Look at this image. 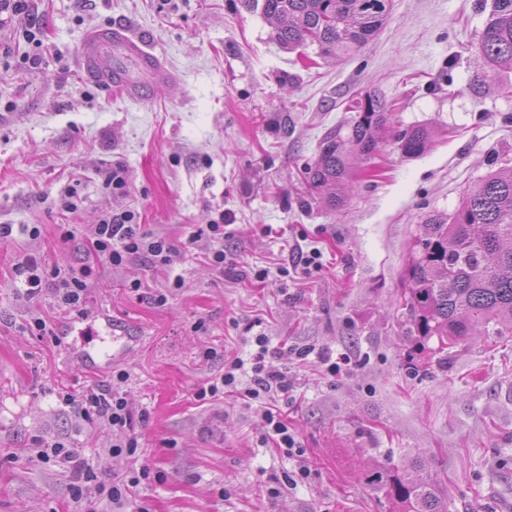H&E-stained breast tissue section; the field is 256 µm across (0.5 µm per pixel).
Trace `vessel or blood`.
<instances>
[{"instance_id": "obj_1", "label": "vessel or blood", "mask_w": 512, "mask_h": 512, "mask_svg": "<svg viewBox=\"0 0 512 512\" xmlns=\"http://www.w3.org/2000/svg\"><path fill=\"white\" fill-rule=\"evenodd\" d=\"M78 65L87 78L119 88L130 100L146 97L169 77L140 34L124 26L89 29L80 43Z\"/></svg>"}]
</instances>
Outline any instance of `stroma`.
<instances>
[{"mask_svg": "<svg viewBox=\"0 0 512 512\" xmlns=\"http://www.w3.org/2000/svg\"><path fill=\"white\" fill-rule=\"evenodd\" d=\"M491 4L395 0L357 52L314 63L240 0H35L0 31V225L12 228L0 237V512H395L378 478L392 469L428 472L448 512H512V335L472 337L442 362L405 337L399 304L426 214L451 213L512 165V98L469 90ZM33 22L51 47L34 68L21 62ZM115 24L145 31L172 76L136 102L78 72L84 33ZM369 89L395 128H434L432 143L413 158L387 144L340 210L300 208L301 169ZM69 191L72 212L59 202ZM126 212L166 238L167 262L88 253L101 220ZM29 253L64 273L93 266L83 313L50 287L26 297L17 264ZM97 314L133 342L88 368L72 330ZM38 318L50 334L31 332ZM261 334L289 395L199 398L234 359L251 361ZM323 353L342 359L338 375ZM120 372L132 455L66 401ZM268 408L297 454L266 442ZM54 442L73 457L40 458ZM115 483L128 487L119 506L105 493Z\"/></svg>", "mask_w": 512, "mask_h": 512, "instance_id": "35a3bbf8", "label": "stroma"}]
</instances>
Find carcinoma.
Listing matches in <instances>:
<instances>
[{"label":"carcinoma","instance_id":"obj_1","mask_svg":"<svg viewBox=\"0 0 512 512\" xmlns=\"http://www.w3.org/2000/svg\"><path fill=\"white\" fill-rule=\"evenodd\" d=\"M272 21L275 39L288 50L316 47L322 58L341 59L364 46L391 16L393 0H243ZM479 70L469 85L480 97L490 88L512 96L496 77L512 70V0H493L477 47ZM357 116L323 137L317 156L303 168L313 201L335 209L356 162L392 140L406 157L422 155L434 131L425 126L392 129V112L376 90L361 95ZM401 295L406 334L432 354L475 334L512 335V169L489 172L448 214L433 213L421 225L404 270ZM400 512H447L441 488L427 475H386Z\"/></svg>","mask_w":512,"mask_h":512}]
</instances>
